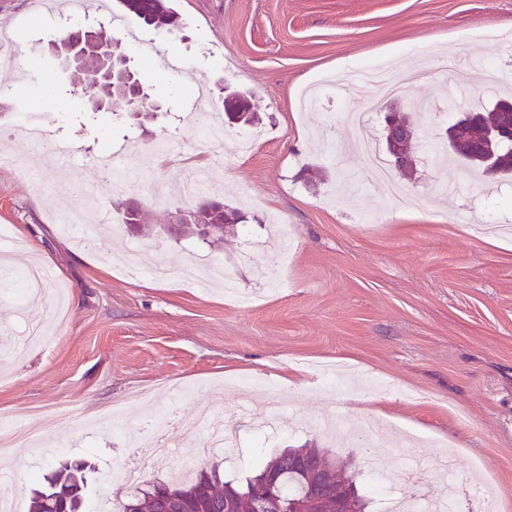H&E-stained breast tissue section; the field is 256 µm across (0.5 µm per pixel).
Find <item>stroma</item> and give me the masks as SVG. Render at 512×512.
Segmentation results:
<instances>
[{"label": "stroma", "mask_w": 512, "mask_h": 512, "mask_svg": "<svg viewBox=\"0 0 512 512\" xmlns=\"http://www.w3.org/2000/svg\"><path fill=\"white\" fill-rule=\"evenodd\" d=\"M179 17L173 33L130 17L133 32L155 41L167 58L188 59L175 76L133 45L131 67L163 103L151 121L130 116L123 100L89 112L70 99L57 122L68 157L22 179L6 159L16 139L0 137V226L14 241L0 247V417L13 425L51 416L41 447L17 444L0 470L12 473L10 493L27 508L36 478L60 460H85L93 470L84 512H93L107 482L130 462L159 480L170 458L151 454L152 425L167 385L189 390L177 408L202 410L248 404L237 458L193 439L183 457L219 465L225 479L243 481L259 463L307 442L330 444L324 417L344 415L355 433L336 446L350 461L360 494L380 512L387 497H414L410 467L432 476L451 455L461 512H474L471 486L494 493L495 512H512V238L475 233L485 222L512 225V181L474 185L465 168L430 163L423 136L445 139L464 112L491 111L489 67L512 81V0H168ZM22 28L37 59L31 79L0 102V130L19 111L47 104L58 62L48 43L60 12L36 0H0V23ZM466 66L455 109L445 108L441 66ZM413 68L422 78L407 94L384 101L368 136L384 142V114H409L417 134L416 170L394 174L399 195H380L362 133L346 119L376 89L359 79L337 96L347 69L373 65ZM211 91H247L265 136L243 153L244 125L224 129V161L216 165L209 198L244 211L246 220L222 243L158 235L196 199L170 188L152 199L137 194L148 237L116 232L127 190L101 181L96 204L82 191L94 176L105 141L117 143L122 163L141 170L144 148L174 138L185 157L203 147L179 123L197 98V79ZM100 236L97 249L84 241ZM138 244L170 277L133 280L123 271ZM38 263L67 289V313L57 317L44 298L38 318L46 343L11 356L26 321L16 299L14 271ZM229 270L239 292L200 287L211 265ZM278 382L289 420L267 431L271 407L263 383ZM126 404L121 425L101 423ZM387 485L377 486V475Z\"/></svg>", "instance_id": "obj_1"}]
</instances>
